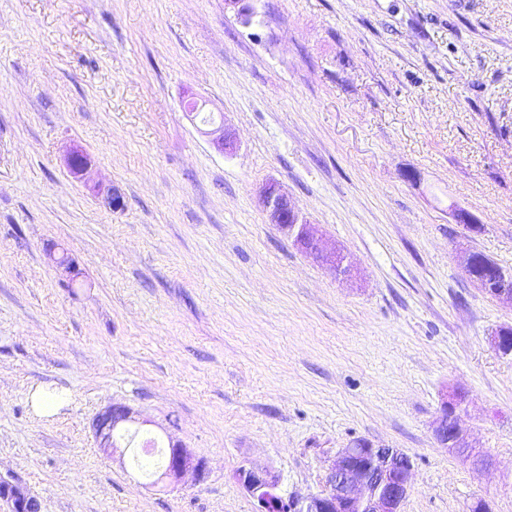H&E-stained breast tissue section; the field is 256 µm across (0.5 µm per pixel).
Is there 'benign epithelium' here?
I'll return each mask as SVG.
<instances>
[{
	"label": "benign epithelium",
	"instance_id": "1",
	"mask_svg": "<svg viewBox=\"0 0 512 512\" xmlns=\"http://www.w3.org/2000/svg\"><path fill=\"white\" fill-rule=\"evenodd\" d=\"M237 18L248 24L254 17L249 0H225ZM69 172L81 178L91 166V157L80 150L72 151L66 160ZM262 204L271 223L295 244L316 260L333 267L336 275L348 277L351 273L347 258L336 247L316 236L312 225L293 204L288 193L277 183H269L262 190ZM495 298L512 307V274L500 272L499 289ZM465 399L452 393L441 404L432 430L436 440L448 451L468 448L469 435L458 423ZM140 424L135 412L124 405L114 404L98 413L92 421V430L99 447L113 455L125 457L126 449L116 446L112 434L124 425ZM168 464L162 468L156 482L178 483L191 475L203 479L208 468L206 459L196 456L179 443L171 444ZM411 461L392 448H376L370 443L357 442L342 449L328 467L326 489L305 500L285 498L279 493L281 477L263 468L243 466L237 479L256 503V512H399L410 489ZM3 500L10 512H21L30 499L23 487L11 483Z\"/></svg>",
	"mask_w": 512,
	"mask_h": 512
}]
</instances>
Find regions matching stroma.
<instances>
[{"instance_id":"obj_1","label":"stroma","mask_w":512,"mask_h":512,"mask_svg":"<svg viewBox=\"0 0 512 512\" xmlns=\"http://www.w3.org/2000/svg\"><path fill=\"white\" fill-rule=\"evenodd\" d=\"M254 8L0 0V475L41 512H255L241 466L305 498L363 440L410 457L401 512H512V355L491 345L512 308L459 260L512 269V0ZM271 180L352 279L269 223ZM39 387L66 395L51 417ZM455 389L486 467L433 435ZM115 403L205 478L136 487L91 427ZM473 253H466L462 256V264L465 269L469 266ZM504 269L483 253L474 252L473 260L468 267L467 273L472 281L490 282L495 277V271Z\"/></svg>"}]
</instances>
